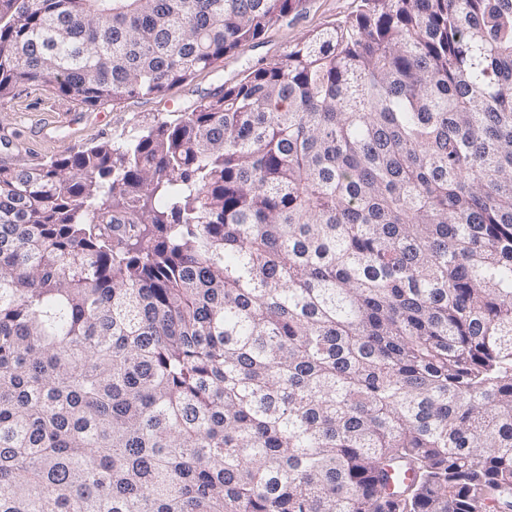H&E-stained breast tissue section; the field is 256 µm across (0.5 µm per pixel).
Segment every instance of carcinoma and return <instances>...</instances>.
I'll return each instance as SVG.
<instances>
[{"label":"carcinoma","instance_id":"obj_1","mask_svg":"<svg viewBox=\"0 0 512 512\" xmlns=\"http://www.w3.org/2000/svg\"><path fill=\"white\" fill-rule=\"evenodd\" d=\"M302 3L0 0V102L156 98ZM0 512H512V0H360L1 164ZM358 3V0H305L299 11L275 22L258 42L243 45L234 54L216 60L211 68L199 72L187 83L155 99L128 98L86 109L58 100L46 87H20L0 107L4 142L7 144L13 135V132L8 133L9 127L4 126L23 129L22 138L15 139L12 155L14 164H27L78 151L90 143L119 141L139 128L170 118L169 112L183 111L224 83L236 81L247 68L277 61L300 39L351 15ZM63 109L68 112H61ZM41 112H53L38 126L44 139L61 125L72 124L77 118L74 112L80 113L82 122L74 128L60 129L54 141L39 143L32 135V130L37 127L32 123Z\"/></svg>","mask_w":512,"mask_h":512}]
</instances>
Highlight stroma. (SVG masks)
Instances as JSON below:
<instances>
[{"label": "stroma", "instance_id": "1", "mask_svg": "<svg viewBox=\"0 0 512 512\" xmlns=\"http://www.w3.org/2000/svg\"><path fill=\"white\" fill-rule=\"evenodd\" d=\"M358 0H305L299 11L275 22L255 43L240 47L235 53L215 61L187 83L174 87L155 99L128 98L115 104L77 109L75 104L55 98L44 87L18 88L8 102L0 105V126L18 127L23 131L12 148L15 163L27 164L52 156L75 152L87 144L116 142L139 128L167 119L202 95L232 83L247 68L261 67L281 58L300 39L331 23L351 15ZM79 111L80 125L60 129L55 140L39 142L32 134L39 113Z\"/></svg>", "mask_w": 512, "mask_h": 512}]
</instances>
